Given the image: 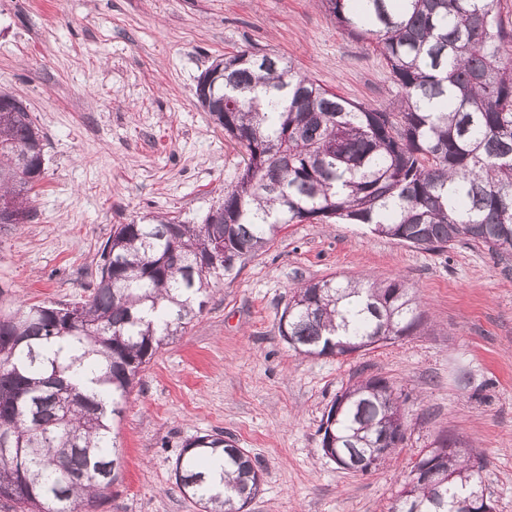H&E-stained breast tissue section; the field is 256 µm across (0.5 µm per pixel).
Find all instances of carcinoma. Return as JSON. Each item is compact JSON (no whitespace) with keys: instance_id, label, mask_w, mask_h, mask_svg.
Masks as SVG:
<instances>
[{"instance_id":"cac0c4a2","label":"carcinoma","mask_w":512,"mask_h":512,"mask_svg":"<svg viewBox=\"0 0 512 512\" xmlns=\"http://www.w3.org/2000/svg\"><path fill=\"white\" fill-rule=\"evenodd\" d=\"M348 35L374 37L400 89L398 111L337 96L277 56L240 51L202 106L246 150L237 185L199 224L156 215L119 224L96 262L76 318L49 305L0 312V501L14 512H95L117 478L112 421L137 376L204 305L211 278L232 272L294 221L369 224L424 251L466 240L512 256V30L495 0H325ZM0 198L27 214L44 168L31 149L43 135L27 106L0 90ZM405 282L336 278L296 288L279 318L301 355L344 354L339 343L393 342L423 326ZM86 375L99 389L84 394ZM344 400L321 447L366 471L377 437L406 423L379 376ZM485 458L454 451L408 477L392 512H459L483 496ZM175 484L204 512H243L260 467L224 433L185 444Z\"/></svg>"}]
</instances>
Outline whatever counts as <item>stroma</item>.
Here are the masks:
<instances>
[{"label":"stroma","instance_id":"stroma-1","mask_svg":"<svg viewBox=\"0 0 512 512\" xmlns=\"http://www.w3.org/2000/svg\"><path fill=\"white\" fill-rule=\"evenodd\" d=\"M241 50L291 60L351 101L399 94L375 39L349 36L320 0H0V88L45 140L30 219L0 224L1 310L86 297L116 225L197 224L223 202L245 150L196 87ZM331 276L404 280L423 327L349 356L296 353L279 318L295 288ZM371 376L401 393L406 435L393 459L353 473L324 454L319 428ZM116 429L119 475L97 512H200L173 468L187 441L217 431L261 466L244 512H390L446 434L485 457L484 495L512 512V264L466 242L425 252L365 224H287L144 366Z\"/></svg>","mask_w":512,"mask_h":512}]
</instances>
